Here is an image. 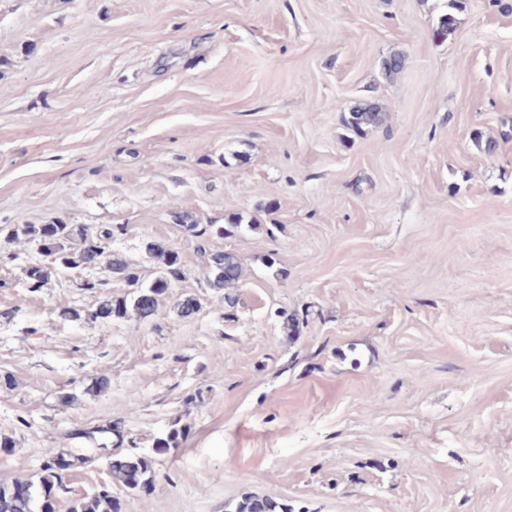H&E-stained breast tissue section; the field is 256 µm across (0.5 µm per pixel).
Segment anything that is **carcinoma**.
Masks as SVG:
<instances>
[{"mask_svg": "<svg viewBox=\"0 0 512 512\" xmlns=\"http://www.w3.org/2000/svg\"><path fill=\"white\" fill-rule=\"evenodd\" d=\"M460 8L459 0H448L443 12L432 29V37L444 42L457 27L455 12ZM404 57L399 53L390 54L382 65L384 75L392 77L405 68ZM385 119V113L377 103H363L355 106L344 117L346 127L360 133L369 127H376ZM178 225L190 237L201 244L198 251L204 255L207 266L205 287L223 289L238 282L242 276V266L237 258L219 251H209L202 242L227 233L222 224L187 223V217L176 216ZM12 239H25L34 242L50 255L52 260L46 268L42 280H48L51 272L73 269H97L124 279L135 288L130 298L104 299L99 306L87 312V320L118 315L124 317L134 312L146 320L157 312L159 299L170 288L171 280L180 277L178 254L157 243H148L146 251L162 261L160 275L147 287L139 285V277L134 264L118 253L112 252V239L122 233V227H90L86 224H17L5 228ZM65 467L62 457L47 461L37 478L0 479V512H41L45 493L64 490L61 470ZM112 479L116 486L133 494L151 485V464L140 455H124L112 458L110 462ZM70 512H119L117 499L112 488L104 487L90 496L74 501ZM234 512H290L287 505L271 498L256 495L241 497Z\"/></svg>", "mask_w": 512, "mask_h": 512, "instance_id": "obj_1", "label": "carcinoma"}]
</instances>
